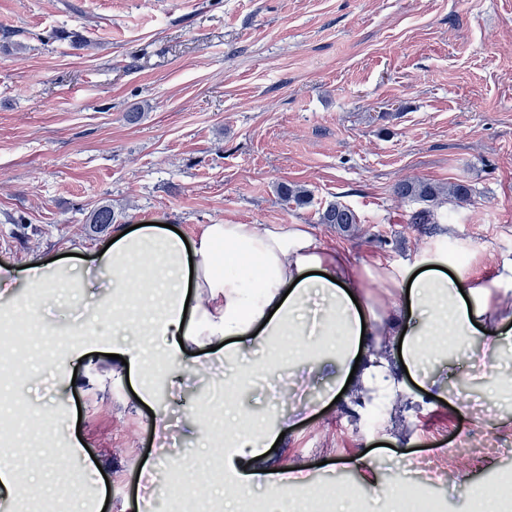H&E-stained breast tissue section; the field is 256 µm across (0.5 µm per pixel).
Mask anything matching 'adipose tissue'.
Listing matches in <instances>:
<instances>
[{
	"label": "adipose tissue",
	"mask_w": 512,
	"mask_h": 512,
	"mask_svg": "<svg viewBox=\"0 0 512 512\" xmlns=\"http://www.w3.org/2000/svg\"><path fill=\"white\" fill-rule=\"evenodd\" d=\"M112 244L96 255L98 278L119 288L102 316L122 339L129 367L149 373L144 337L165 340L172 381L204 383L206 365L195 353L206 337L224 336V502L231 505L255 487L273 489L269 512H288L291 480L285 470L257 471L285 432L284 424L255 429L240 410L239 394L259 378L284 377L288 357L310 371L333 366L347 380L355 362L366 385L388 394L402 384L388 359L372 351L374 337L401 338L399 366L421 371L454 360L464 363L473 345L483 349V389L512 387L501 375L497 352L512 343V302L493 300L489 287L440 270L420 258L402 271L382 262L358 266L350 251L331 247L302 224H205L192 239L148 224L117 228ZM74 266L60 261L28 267L0 266V282L23 283L26 294L6 314L23 328L37 321L43 296L67 288ZM409 291L408 303L377 314L364 299L367 279Z\"/></svg>",
	"instance_id": "adipose-tissue-1"
}]
</instances>
